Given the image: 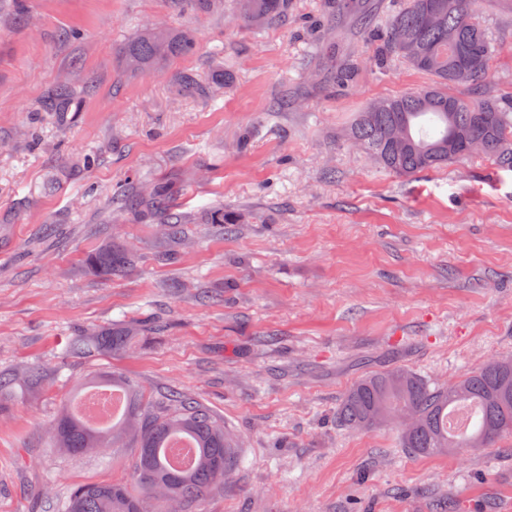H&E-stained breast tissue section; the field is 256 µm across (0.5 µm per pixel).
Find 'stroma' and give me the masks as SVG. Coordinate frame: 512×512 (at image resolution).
I'll use <instances>...</instances> for the list:
<instances>
[{
	"label": "stroma",
	"mask_w": 512,
	"mask_h": 512,
	"mask_svg": "<svg viewBox=\"0 0 512 512\" xmlns=\"http://www.w3.org/2000/svg\"><path fill=\"white\" fill-rule=\"evenodd\" d=\"M407 0H291L255 28L234 0H24L0 14V370L53 379L0 406V512H51L75 485L130 479L129 448L70 456L51 427L88 376L118 374L154 407L206 404L239 447L199 512H512V434L420 456L391 425L347 431L336 409L362 375L406 366L431 385L512 358V171L473 156L410 177L344 130L376 100L430 82L391 55ZM492 98L512 107V0H480ZM190 29L193 56L134 77L117 50L140 29ZM188 69L209 99L179 95ZM91 75L67 124L43 111ZM252 133L242 144L243 130ZM175 182L184 241L111 209L116 185ZM236 221L219 229L206 213ZM135 245L111 280L87 255ZM140 324L132 351L67 357L69 337Z\"/></svg>",
	"instance_id": "stroma-1"
}]
</instances>
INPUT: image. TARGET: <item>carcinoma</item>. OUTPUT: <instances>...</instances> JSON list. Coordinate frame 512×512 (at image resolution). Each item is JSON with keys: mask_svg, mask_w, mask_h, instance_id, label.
I'll return each mask as SVG.
<instances>
[{"mask_svg": "<svg viewBox=\"0 0 512 512\" xmlns=\"http://www.w3.org/2000/svg\"><path fill=\"white\" fill-rule=\"evenodd\" d=\"M290 0H235L239 19L263 27L288 15ZM223 0H174L183 12L218 8ZM478 0H409L387 28L386 51L432 77L417 91L379 100L360 112L350 138L365 153L398 176H413L452 160L482 155L500 168L512 170V112L485 95L492 76L493 45L476 17ZM195 53L187 31L153 26L118 48L123 72L154 69L168 60ZM170 82L193 98L209 96V87L189 70L173 73ZM93 89L85 77L62 82L46 97L44 108L62 119L78 98ZM112 200L144 224H155L169 241H181L182 225L191 218L179 212L167 182L132 187L116 186ZM137 252L104 246L89 263L102 276L133 271ZM131 331L107 330L73 336L66 346L70 358L88 359L101 352L132 349ZM27 386L51 381L45 370L0 371V402L11 395L18 377ZM120 389L126 409L107 424L93 422L80 406L67 408L53 424L58 447L72 455L134 443L133 483L78 484L56 501L55 512H197V505L224 486L232 469L236 442L224 433V421L201 402L177 395L163 412L140 408L137 384L115 374L99 376L86 390ZM337 422L348 429L403 424L402 447L423 455H440L459 448H488L512 433V359L494 357L481 368L442 388H433L413 370L395 367L368 374L346 393L336 411ZM186 439L195 452L194 465L174 467L167 448Z\"/></svg>", "mask_w": 512, "mask_h": 512, "instance_id": "1", "label": "carcinoma"}]
</instances>
